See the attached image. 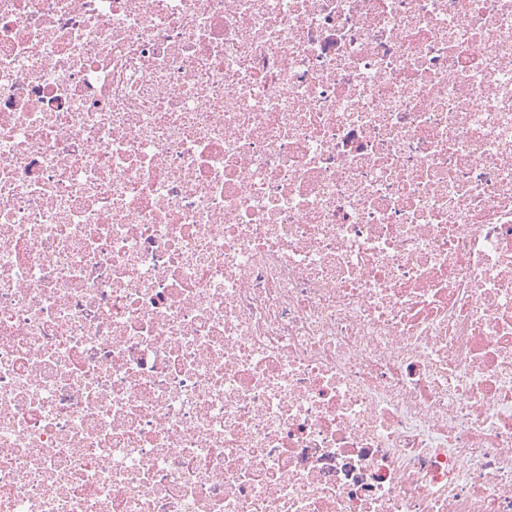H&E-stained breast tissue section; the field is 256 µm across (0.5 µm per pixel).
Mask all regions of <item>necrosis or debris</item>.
Wrapping results in <instances>:
<instances>
[{"mask_svg":"<svg viewBox=\"0 0 512 512\" xmlns=\"http://www.w3.org/2000/svg\"><path fill=\"white\" fill-rule=\"evenodd\" d=\"M0 512H512V0H0Z\"/></svg>","mask_w":512,"mask_h":512,"instance_id":"4bbe7bcc","label":"necrosis or debris"}]
</instances>
